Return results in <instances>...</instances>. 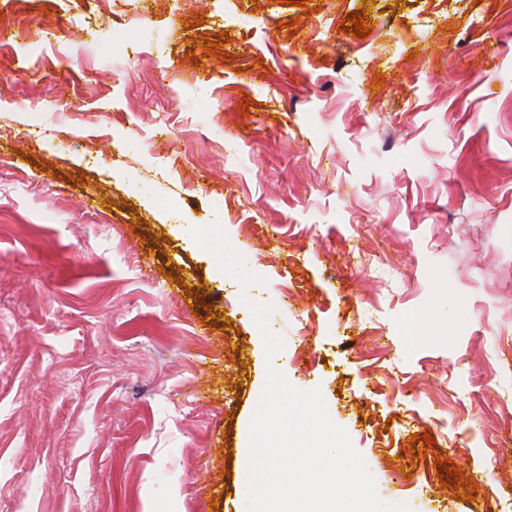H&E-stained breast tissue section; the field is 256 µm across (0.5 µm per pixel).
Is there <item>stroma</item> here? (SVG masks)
Masks as SVG:
<instances>
[{"label":"stroma","mask_w":512,"mask_h":512,"mask_svg":"<svg viewBox=\"0 0 512 512\" xmlns=\"http://www.w3.org/2000/svg\"><path fill=\"white\" fill-rule=\"evenodd\" d=\"M310 4L0 0V512H239L258 294L383 502L512 512V0Z\"/></svg>","instance_id":"stroma-1"}]
</instances>
